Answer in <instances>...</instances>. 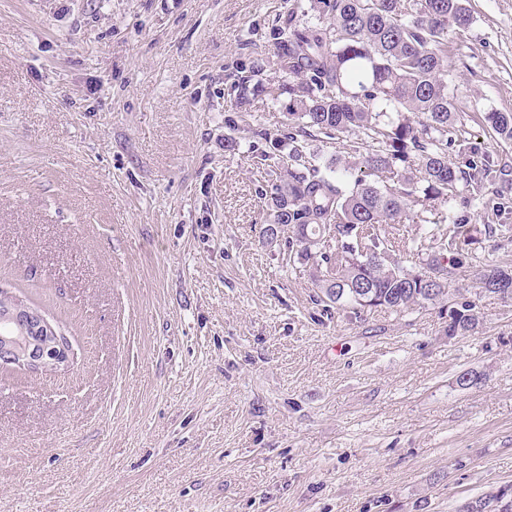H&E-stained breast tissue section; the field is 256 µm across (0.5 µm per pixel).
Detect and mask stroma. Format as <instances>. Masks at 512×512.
Segmentation results:
<instances>
[{
    "instance_id": "1",
    "label": "stroma",
    "mask_w": 512,
    "mask_h": 512,
    "mask_svg": "<svg viewBox=\"0 0 512 512\" xmlns=\"http://www.w3.org/2000/svg\"><path fill=\"white\" fill-rule=\"evenodd\" d=\"M466 4L449 159L500 172L437 213L512 225V143L483 121L512 112V0ZM286 9L0 0V287L71 344L64 370H0V512H455L512 484V301L465 263L448 304L473 333L431 305L325 311L262 237L251 128L288 102L234 114L226 85ZM444 307L445 304L441 306L440 315H443L446 311L445 317L448 320H446L445 332L448 336L466 335L477 328L479 317L474 312L475 304L472 302L462 304L460 308L447 307L444 309Z\"/></svg>"
}]
</instances>
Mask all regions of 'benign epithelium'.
I'll use <instances>...</instances> for the list:
<instances>
[{"instance_id":"7a95c632","label":"benign epithelium","mask_w":512,"mask_h":512,"mask_svg":"<svg viewBox=\"0 0 512 512\" xmlns=\"http://www.w3.org/2000/svg\"><path fill=\"white\" fill-rule=\"evenodd\" d=\"M64 336L37 309L19 301L0 310V368L30 372L68 362Z\"/></svg>"}]
</instances>
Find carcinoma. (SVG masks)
I'll return each mask as SVG.
<instances>
[{"label":"carcinoma","mask_w":512,"mask_h":512,"mask_svg":"<svg viewBox=\"0 0 512 512\" xmlns=\"http://www.w3.org/2000/svg\"><path fill=\"white\" fill-rule=\"evenodd\" d=\"M466 0H290L267 27L266 64H236L228 92L236 106L258 97L288 96V124L253 135L270 145L276 177L264 196L263 236L288 232V253L316 259L317 304L405 312L448 298L444 262L472 256L464 225L443 217L421 224L412 249L430 252L420 269L403 265L385 225L401 224L414 208L435 207L478 184L490 161L455 167L448 149L458 142L460 114L447 80L448 39L468 28ZM486 125L512 142V112H487ZM363 135L379 147L354 157L340 153L320 164L308 140ZM480 289L512 297V267L478 265ZM475 304L446 308L445 332L474 331Z\"/></svg>","instance_id":"cac0c4a2"}]
</instances>
